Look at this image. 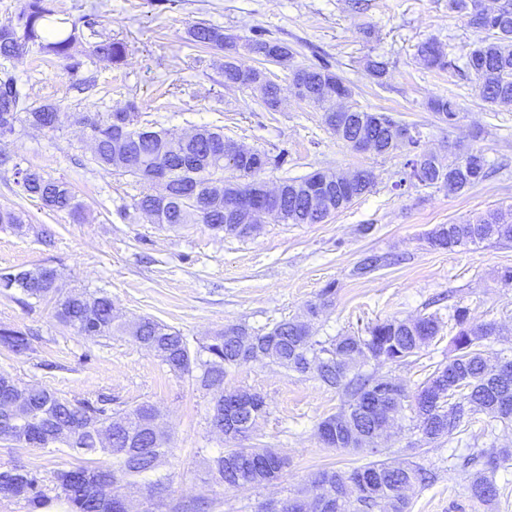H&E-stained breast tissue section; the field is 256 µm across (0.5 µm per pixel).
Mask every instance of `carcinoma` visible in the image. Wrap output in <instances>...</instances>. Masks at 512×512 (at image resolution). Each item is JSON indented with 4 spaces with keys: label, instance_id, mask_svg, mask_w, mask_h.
Masks as SVG:
<instances>
[{
    "label": "carcinoma",
    "instance_id": "1",
    "mask_svg": "<svg viewBox=\"0 0 512 512\" xmlns=\"http://www.w3.org/2000/svg\"><path fill=\"white\" fill-rule=\"evenodd\" d=\"M483 0H448V10L472 18L480 16L479 36L471 44L465 66L474 88L490 105L512 104V0L495 9L482 6ZM93 14L57 21L54 0H21L10 17L0 22V57L14 59L35 50L63 62L66 71L77 75L84 70L83 55L75 52L78 44H88V54L118 64L127 54V45L119 39L102 37ZM188 34L197 45L225 52L224 82L242 87L259 85L260 102L269 112L281 105V88L263 69L239 59L238 42L224 30L207 23L193 25ZM249 53L267 61L270 51L283 56L284 69L291 79H300L312 105L324 112V123L336 138L347 143L374 144L375 153L396 149L390 145L391 128L401 123L384 113L351 111L336 102L349 95L350 87L327 64H294V51L277 39L245 40ZM422 65L443 70L448 60L435 42L418 47ZM428 108L439 121L452 129L459 115L452 97L436 96ZM136 102L105 116H83L80 122L89 129L93 161L107 172L129 175L146 186L133 199L132 209L153 224H205L217 232L234 233L224 223V183L212 179L226 168L224 133L201 128L186 138H174L164 130L141 132ZM58 109L53 103L38 106L29 102V94L13 71L0 67V124L15 131L18 123L38 129H54ZM272 158L254 149L239 148L233 171L249 179L251 161ZM437 156L423 163L418 171L408 160L410 177L423 186L441 187L454 183V191L470 188L488 177L482 154L470 156V167L454 168ZM168 171L167 186L154 189L153 176L158 169ZM24 194L38 199L53 212H66L83 218L84 206L76 200L69 185L40 171L15 169ZM372 176L359 171L344 179L333 170L317 169L306 176L282 183L279 196L280 217L285 224H319L327 215L312 208L311 196L318 193L331 198L341 196L347 203L370 189ZM435 249L481 244L495 240L512 243V208L493 210L465 224H438L427 234ZM392 264L386 254H373L360 262L355 273L364 275ZM44 268L8 272L17 301L33 309L49 297L56 298V315L67 327L81 335L91 331L96 338L127 335L150 351L160 364L178 378H188L200 389L213 392L207 407L210 427L229 439L246 437L258 419L266 414L265 401L257 393L226 392L224 376L228 370L250 361H267L300 376H312L340 391L344 405L320 421L319 440L329 448H352L381 455L378 439L387 425L401 417L406 404L386 400L384 394L395 382L373 373L354 371L363 359L377 364L400 363L428 346L442 328L439 313L423 314L413 320L390 319L364 329L365 335L347 334L324 341L312 334V321L336 295V285L328 283L317 299L306 306L307 320H281L266 330L253 331L243 325H228L196 348L174 328L151 318L134 324L120 321L112 300L97 290L70 291L61 294L54 276H44ZM452 319L456 334L451 338L452 355L440 363L414 391L411 410L423 438L433 441L452 436L465 417L484 413L501 423L512 422V359L496 366L488 364L485 352L498 336L495 324L469 322L464 307L454 308ZM0 348L14 354L33 350L32 337L0 326ZM17 404L13 412L0 407V439L29 448L68 449L80 463L45 474L36 468L0 467V501H22L28 512H42L54 502L64 501L71 512H122L123 503L141 492L140 480L165 465L172 454L170 438L158 410L144 402L132 409L113 408L112 396L65 399L46 387H20L11 395ZM112 430L111 441L98 439L102 428ZM210 486L221 491L241 486L260 487L284 477L288 459L271 448H227L203 458ZM512 463V448L472 449L462 467L483 468L472 473L468 484L471 495L481 501H493L499 494L495 481L487 475L500 465ZM428 479L427 469L416 463H393L389 459L371 461L342 472L320 470L310 479V487L288 500L295 512H306L308 494H316L312 512H374L382 504L390 512H406L403 491ZM206 502L171 499L169 512H203Z\"/></svg>",
    "mask_w": 512,
    "mask_h": 512
}]
</instances>
